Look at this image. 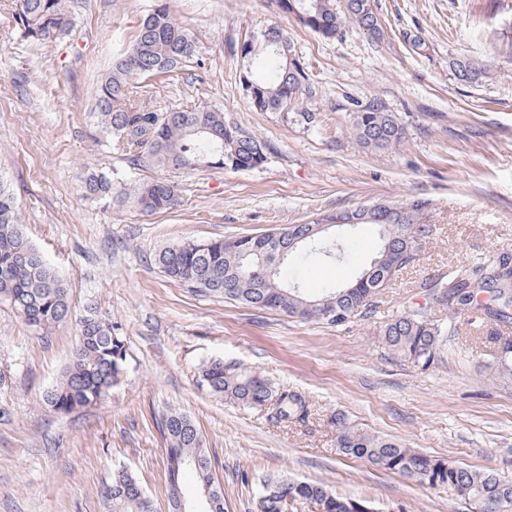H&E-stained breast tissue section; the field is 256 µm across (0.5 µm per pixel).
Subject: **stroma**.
<instances>
[{"label":"stroma","mask_w":512,"mask_h":512,"mask_svg":"<svg viewBox=\"0 0 512 512\" xmlns=\"http://www.w3.org/2000/svg\"><path fill=\"white\" fill-rule=\"evenodd\" d=\"M16 0H0V183L24 233L66 281L77 312L117 322L128 367L98 405L68 414L45 405L78 342L74 323L40 336L0 303V512H107L100 494L127 471L166 512V443L174 409L195 422L224 491V512H256L264 479L325 484L379 512H452L428 489L336 448V414L369 432L476 470L512 475V379L485 368L486 336L512 324H460L441 361L422 371L393 357L380 329L405 309L434 319L423 284L491 252L512 250V0H373L379 36L346 23L326 39L279 0H172L199 42L176 72L135 79L149 106L204 105L271 147L257 168L167 170L132 165L101 128L98 88L128 51L153 0H69L72 25L49 43L22 39ZM272 23L288 30L312 94L276 112L250 108L238 45ZM482 66L473 84L454 65ZM392 112L405 129L393 148H363L350 121L362 107ZM316 116L305 124L300 110ZM126 186L166 179L177 204L146 214L133 202L92 201L87 173ZM421 198L433 235L367 317L343 326L191 292L155 264L189 239L257 235L325 212ZM345 256L289 260L307 294L349 282L377 252L368 225L329 230ZM235 361L308 400L307 423L284 426L213 393L207 364Z\"/></svg>","instance_id":"stroma-1"}]
</instances>
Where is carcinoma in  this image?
Returning a JSON list of instances; mask_svg holds the SVG:
<instances>
[{
  "label": "carcinoma",
  "instance_id": "carcinoma-1",
  "mask_svg": "<svg viewBox=\"0 0 512 512\" xmlns=\"http://www.w3.org/2000/svg\"><path fill=\"white\" fill-rule=\"evenodd\" d=\"M286 12L324 38L336 37L344 22L365 29L378 19L372 0H347L339 13L332 0H290ZM13 22L20 34L37 42H49L64 35L71 24L66 0H18ZM277 45L266 44L263 35L245 39L238 47L243 64L240 83L250 106L260 112L288 108L311 91L306 66L290 61L292 46L288 34L277 25L269 26ZM196 36L176 22L171 0H155L131 47L112 67L101 83L97 106L105 129L123 146L135 165H158L190 170L200 164H214L233 170L254 169L267 159L268 146L258 137L224 121V113L206 106L155 112L134 98L129 87L134 76L149 77L174 72L195 57ZM459 80L473 83L482 69L472 61L455 63ZM351 130L366 148L386 149L400 144L405 129L392 112L367 107L353 114ZM87 198H131L145 213L168 210L177 202L176 186L154 180L125 192L118 181L105 173H92L84 181ZM427 202L413 199L382 205L369 213L356 208L339 210L322 217L326 222L349 215L362 224L382 229L390 225L393 250H378V275L398 273L418 260L421 244L431 226L419 224ZM308 229L290 224L277 230L281 242L269 234L229 239L188 241L164 248L155 263L168 277L191 291L221 297L255 309L277 310L303 320L342 326L352 318L372 313L369 297L376 279L362 287L357 280L348 285L327 287L315 296L305 294L285 280L288 257L305 250L334 255L335 248L320 242L321 236L302 243L279 258L280 243ZM432 300L451 314L446 325L430 317L424 308L404 311L383 326L382 341L393 355L425 371L441 360L448 334L458 331V322L473 312L480 319L507 323L512 320V252H498L470 267L425 284ZM0 301L8 303L34 331L44 335L57 324L75 319L78 344L63 381L47 392L45 403L58 412L98 404L127 365V348L117 325L94 312L74 317L72 300L63 279L26 239L15 207L14 196L0 184ZM499 351L490 363L498 373L512 376V338H499ZM204 380L215 393L259 411L266 410L277 423L303 424L310 406L296 391L280 390L265 375L237 363L213 361L203 371ZM158 428L167 442L166 454L170 492L181 487L190 471L185 462L199 456L204 466L192 470L199 484L213 483L211 459L193 421L185 414L168 411ZM336 446L340 453L365 459L372 465L398 473L428 488L448 490L461 502L463 512H512V477L492 471H478L451 460L421 453L390 438L370 433L345 416L336 415ZM139 482L124 470L115 472L101 495L108 512H145ZM298 501H309L318 512H375L365 500L334 495L322 484L274 479L257 499L258 512H288Z\"/></svg>",
  "mask_w": 512,
  "mask_h": 512
}]
</instances>
